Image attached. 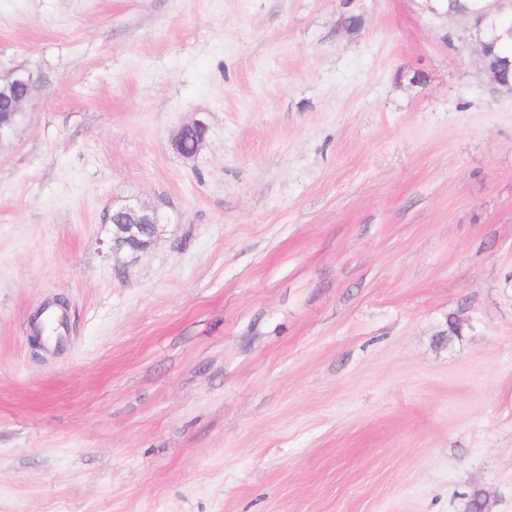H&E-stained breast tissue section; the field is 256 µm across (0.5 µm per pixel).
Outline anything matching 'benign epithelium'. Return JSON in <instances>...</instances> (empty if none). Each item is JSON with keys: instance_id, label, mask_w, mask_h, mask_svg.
<instances>
[{"instance_id": "7a95c632", "label": "benign epithelium", "mask_w": 512, "mask_h": 512, "mask_svg": "<svg viewBox=\"0 0 512 512\" xmlns=\"http://www.w3.org/2000/svg\"><path fill=\"white\" fill-rule=\"evenodd\" d=\"M13 86L28 88L26 94L9 99L7 106L0 110V141L11 137L17 123L15 116L23 112V105L36 90L37 79L33 73L15 69L9 74ZM208 133V125L202 118L194 119L182 125L173 135L171 145L178 149L180 141L189 134L196 135V148H201ZM106 223L112 225V252L117 253L127 247L128 242L136 243L133 251L146 249L158 234L162 224V215L156 207H149L137 200H128L112 209L106 216Z\"/></svg>"}]
</instances>
